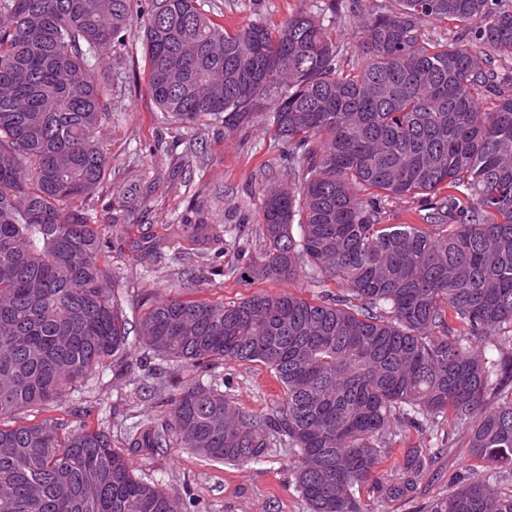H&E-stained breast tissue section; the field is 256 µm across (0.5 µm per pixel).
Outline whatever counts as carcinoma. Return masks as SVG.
<instances>
[{"label":"carcinoma","mask_w":512,"mask_h":512,"mask_svg":"<svg viewBox=\"0 0 512 512\" xmlns=\"http://www.w3.org/2000/svg\"><path fill=\"white\" fill-rule=\"evenodd\" d=\"M138 2L0 0V512H182L100 423H2L65 405L127 353L112 241L137 203L119 187L124 213L102 220L83 202L112 171L95 139L109 116L97 61L132 35L162 111L226 133L266 117L288 147L294 189L261 190L264 249L255 261L237 246L241 274L330 277L344 293L155 302L139 323L144 350L189 368L259 363L282 394L256 413L199 376L162 418L129 424V447L247 465L283 444L309 512H371L362 488L409 499L425 470L414 446L403 478L382 476L401 429L443 418L469 431L485 474L428 512H512V490L498 487L512 467V345L498 339L512 325V89L485 57L512 58V8L348 0L364 38L362 61L346 68L336 0L231 30L202 0H151L135 32ZM432 21L476 43L433 41ZM417 195L434 200L426 223H380L381 203ZM235 231L186 222L179 236Z\"/></svg>","instance_id":"1"}]
</instances>
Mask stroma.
Here are the masks:
<instances>
[{
    "label": "stroma",
    "mask_w": 512,
    "mask_h": 512,
    "mask_svg": "<svg viewBox=\"0 0 512 512\" xmlns=\"http://www.w3.org/2000/svg\"><path fill=\"white\" fill-rule=\"evenodd\" d=\"M299 0H209L210 10L222 16L227 28L287 18ZM144 50L138 39H128L103 61L101 74L112 93L106 104L110 119L97 134V142L112 159V178L128 179L138 171L143 210L135 212L129 239L115 243L112 263L123 276L125 315L130 330L132 358L142 350L136 334L144 313L155 300L170 295L179 283V296L236 302L257 293L294 292L309 299L336 293L331 279L315 282L300 276L292 280H252L240 276L237 255L226 248L224 273L210 275L204 254L195 245L172 238L156 244L170 224L200 218L210 224L242 225L241 242L253 258L263 250L257 222L259 194L270 181L287 188L292 184L286 148L274 141L264 120L247 129L228 133L223 125H187L162 115L147 90ZM213 382L234 395L240 407L263 413L279 401L281 389L271 371L257 363L217 364ZM188 375L173 365L150 389H141L129 375L105 374L74 392L66 407L49 409V416L66 417L74 409L91 419L108 417L112 445L121 447L127 424L164 415L173 384ZM467 432L453 423L440 422L423 430L409 429L403 447L431 449L434 462L414 497L397 502L378 501L366 494L372 512H423L434 498L447 494L452 484L483 473L466 446ZM127 458L135 474L162 481L181 500L185 512H307L293 484V459L286 446L269 452L268 461L234 465L216 462L182 448L131 452Z\"/></svg>",
    "instance_id": "1"
}]
</instances>
